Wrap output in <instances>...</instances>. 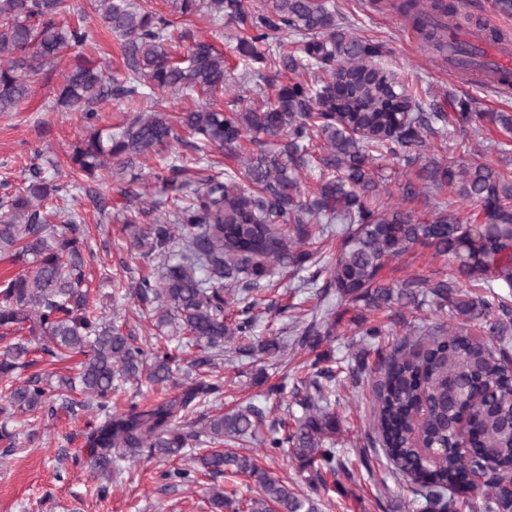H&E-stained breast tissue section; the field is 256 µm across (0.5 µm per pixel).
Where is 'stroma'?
<instances>
[{
    "label": "stroma",
    "instance_id": "1",
    "mask_svg": "<svg viewBox=\"0 0 512 512\" xmlns=\"http://www.w3.org/2000/svg\"><path fill=\"white\" fill-rule=\"evenodd\" d=\"M336 15L339 29L352 36L379 43L382 53L376 63L396 74L409 87L420 112L430 118L431 129L423 145L400 148L397 155H382L368 164L367 173L375 186L378 202L401 205L422 222L447 211L468 224L481 221L479 206L449 190L435 189L422 180L424 169L451 168L480 159L497 171L512 175V135L493 124H462L452 118V104L467 101L471 111L512 114V90L463 80L449 74L447 65L412 37V26L390 6L388 0H326ZM64 23L85 21L96 27L94 41L79 50H65L54 67L32 82V93L13 112H0V200L23 185L33 169L46 158L67 166L72 143L84 135L83 119L77 112L53 111L57 85L76 55L99 61L108 72L121 73L125 60L115 36L100 28L88 0H65ZM183 39L175 52H185L191 40L201 38L223 51L232 70L227 80L225 109H242L258 92L272 93L293 78L268 63L240 60L236 53L242 31L236 23H212L197 14L176 20ZM417 195L406 197L407 185ZM131 202L118 182L81 183L70 200L60 201L67 213L81 216L90 228L84 250L90 262L89 298L106 320L116 321L140 342L168 347L180 368V379L196 380L190 366L198 350H183L173 327H157L152 312L137 301L138 280L156 274L165 258L143 256L133 247L134 227L124 224L123 215ZM342 227L328 225L326 232H313L311 260L299 266L277 268L264 279L254 297L258 302L253 327L255 340H276L277 355L259 354L243 360L228 359L218 366L226 389L220 401L225 410L254 404L265 410L263 422L244 449L258 466L288 482L299 491L310 492L316 481L313 469L301 467L288 447L271 449L264 441L281 418L300 416L293 406L294 388L304 387L311 369L336 373L332 407L338 420L336 446L348 475L339 485L321 489L322 512H420L410 483L395 477L381 450L374 430V384L379 357L391 351L400 339L417 338L445 321L436 312L431 296L418 295L415 302L391 301L375 308L365 301L339 299L336 294L320 296L329 283L331 268L340 246ZM453 266L449 255L436 254L434 247L420 246L389 262L380 273L382 283L400 287L410 279L436 281L447 278ZM328 320L331 330L322 334L315 349L300 348L297 339L312 322ZM379 327L376 336L366 335ZM42 340L31 337L29 357L32 371L47 383L53 413L38 411L22 418L6 401L4 378L0 377V426L18 435L15 447L0 440V512H209L211 479L197 471L191 484H171L162 471L180 466L177 458L119 461L108 481L109 493H96L100 481L86 466V437L97 424L94 409L69 410L57 396L62 378L77 373L81 359L49 364L41 353Z\"/></svg>",
    "mask_w": 512,
    "mask_h": 512
}]
</instances>
